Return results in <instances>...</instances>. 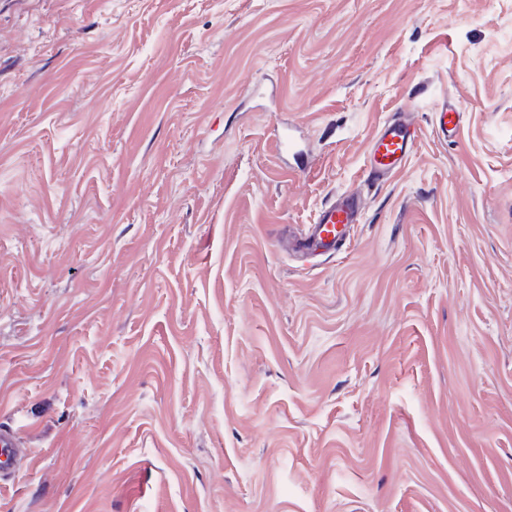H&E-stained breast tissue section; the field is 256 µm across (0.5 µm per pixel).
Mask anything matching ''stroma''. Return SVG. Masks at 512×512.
Wrapping results in <instances>:
<instances>
[{"label": "stroma", "mask_w": 512, "mask_h": 512, "mask_svg": "<svg viewBox=\"0 0 512 512\" xmlns=\"http://www.w3.org/2000/svg\"><path fill=\"white\" fill-rule=\"evenodd\" d=\"M510 40L512 0H0V512H512ZM417 131L400 119L384 122L373 141L370 175L379 180L398 169L415 142ZM361 197L344 192L327 201L319 210L314 224L298 238L288 239V249L301 260L332 256L341 251L348 239L351 224L359 222ZM28 455L19 431L10 425H0V485L20 472Z\"/></svg>", "instance_id": "1"}]
</instances>
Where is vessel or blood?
<instances>
[{"mask_svg": "<svg viewBox=\"0 0 512 512\" xmlns=\"http://www.w3.org/2000/svg\"><path fill=\"white\" fill-rule=\"evenodd\" d=\"M416 135V129L402 120L384 122L372 146L370 173L373 179H382L402 165ZM361 210L360 196L341 193L324 204L304 234L289 240V249L302 260L340 252L348 239L350 226L358 223ZM28 455L29 450L25 448L19 431L9 425H0V483L14 478Z\"/></svg>", "mask_w": 512, "mask_h": 512, "instance_id": "b4317fda", "label": "vessel or blood"}]
</instances>
